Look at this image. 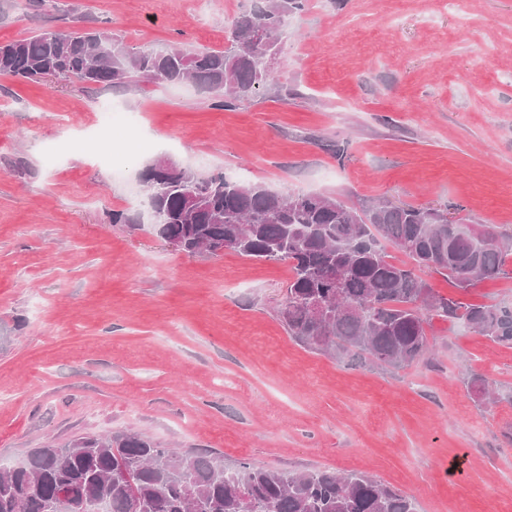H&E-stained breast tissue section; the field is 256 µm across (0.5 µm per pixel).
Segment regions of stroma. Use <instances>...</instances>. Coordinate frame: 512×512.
Returning <instances> with one entry per match:
<instances>
[{
	"instance_id": "1",
	"label": "stroma",
	"mask_w": 512,
	"mask_h": 512,
	"mask_svg": "<svg viewBox=\"0 0 512 512\" xmlns=\"http://www.w3.org/2000/svg\"><path fill=\"white\" fill-rule=\"evenodd\" d=\"M252 2L0 0V43L104 26L135 48L220 50ZM273 68L274 84L228 111L189 84L0 75V464L131 430L229 470L364 473L418 512H512V348L435 317L429 361L382 370L311 352L278 318L288 263L169 247L139 181L166 158L512 234V0H308ZM107 101L136 123L105 135ZM116 211L139 221L112 223ZM429 281L512 306L510 278ZM474 373L496 405L478 404Z\"/></svg>"
}]
</instances>
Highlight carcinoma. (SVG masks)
<instances>
[{
  "label": "carcinoma",
  "mask_w": 512,
  "mask_h": 512,
  "mask_svg": "<svg viewBox=\"0 0 512 512\" xmlns=\"http://www.w3.org/2000/svg\"><path fill=\"white\" fill-rule=\"evenodd\" d=\"M306 6L307 0H260L238 17L222 50L135 51L106 29L44 30L0 44V75L102 86L128 78L189 83L212 94L215 108L228 110L266 88L288 16ZM140 179L149 186V203L162 212L163 234L182 239L188 254L213 256L222 246L250 260L290 264L279 318L311 351L403 368L427 355L425 324L434 316L463 320L512 347V308L464 304L423 278L440 274L467 289L512 276V234L450 223L437 208L389 201L354 208L332 196L282 194L177 166L160 174L146 168ZM186 180L207 195L193 212L180 190ZM389 246L407 261H394ZM318 305L330 315L317 317ZM469 386L481 403L495 402L482 377L473 376ZM117 472L128 478L108 481ZM62 489L73 499L101 501L104 512H416L410 497L370 475L284 472L246 462L229 472L218 456L179 454L133 432L49 444L16 466H0V512H61Z\"/></svg>",
  "instance_id": "carcinoma-1"
}]
</instances>
